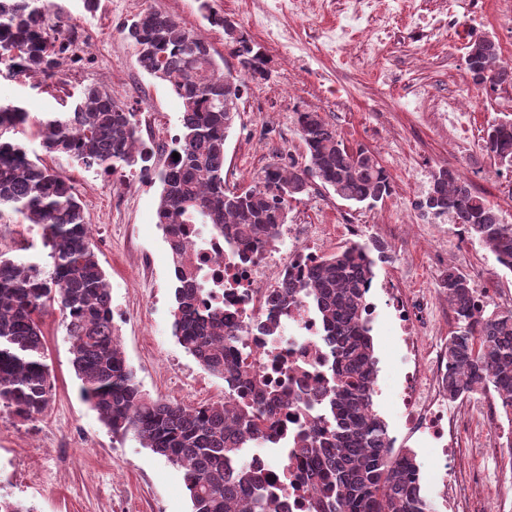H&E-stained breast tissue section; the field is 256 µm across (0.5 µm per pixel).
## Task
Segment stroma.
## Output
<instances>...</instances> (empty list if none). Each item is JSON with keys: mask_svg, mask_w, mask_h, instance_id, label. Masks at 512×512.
I'll return each instance as SVG.
<instances>
[{"mask_svg": "<svg viewBox=\"0 0 512 512\" xmlns=\"http://www.w3.org/2000/svg\"><path fill=\"white\" fill-rule=\"evenodd\" d=\"M64 9L79 31L76 60L66 61L54 85L0 79V101L15 102L32 116L62 111L67 93L96 83L113 92L133 112L156 113L161 132L143 129L146 142L164 144L163 129L179 131L180 99L162 82L143 71L133 46L120 34L122 24L152 7L180 18L205 33L214 51H224V31L210 26L195 0H100L87 13L83 0H52ZM214 6L256 42L269 57L270 75L248 81L241 116L226 141L225 169L234 184L246 186L256 177L246 160V146L264 142L266 162L287 163L284 151L304 145L292 117L283 115L278 86L291 87L300 110L321 113L335 124L345 144L364 146L385 166L392 192L373 213L391 223L389 250L412 267L420 293L432 292L439 279V255L429 237L433 223L419 216L414 203L437 166L457 167L512 224V173L496 171L483 142L488 125L498 119L484 87L474 85L464 64L471 28L461 24L453 40L426 45L396 14L391 35L381 53H370L364 39L348 44L342 62L320 56L318 33L334 25L348 0H316L292 18L293 46L267 40L250 20L252 0H214ZM464 94L471 106L474 141L460 147L430 120L421 118L411 100L445 94ZM407 158L392 166V150ZM72 181L87 214L99 261L111 288L112 302L123 319L114 325L142 390L152 397L184 401L180 378L199 372L196 360L171 333L173 305L172 260L156 209L160 186L145 181L130 186L120 175L88 172L59 162ZM305 211L309 223L335 224L356 215V208L334 194L313 191L290 204ZM477 290L500 295L512 292V272L500 267L480 243L449 240L448 257ZM377 318L372 335L378 360L379 391L374 408L386 422L399 448L412 449L424 479L423 494L440 497L428 477L439 451L428 440L404 437L396 410L394 377L403 370L402 351L395 335V318L383 298L375 300ZM48 347L53 396L44 415L25 422L0 413V486L34 512H190L191 502L181 472L164 457L143 448L135 437L113 436L98 413L80 395L72 367L70 343L59 312L46 315L41 325Z\"/></svg>", "mask_w": 512, "mask_h": 512, "instance_id": "obj_1", "label": "stroma"}]
</instances>
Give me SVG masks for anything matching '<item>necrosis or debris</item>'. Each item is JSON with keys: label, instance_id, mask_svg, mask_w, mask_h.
Listing matches in <instances>:
<instances>
[{"label": "necrosis or debris", "instance_id": "4bbe7bcc", "mask_svg": "<svg viewBox=\"0 0 512 512\" xmlns=\"http://www.w3.org/2000/svg\"><path fill=\"white\" fill-rule=\"evenodd\" d=\"M336 26L320 34L324 57L338 59L347 38L368 32L371 47L383 45L389 22L378 0H351ZM458 0H439L427 12L412 6L410 23L426 38H439L457 24ZM363 224H287L283 242L273 249L237 257L222 237L201 227L189 233L190 257L202 267L204 298L224 308V320L237 327L239 341L231 361H239L254 373L271 378L287 390L288 402L278 414L274 445L249 451L251 465L263 471L275 490L272 512H306L309 487L299 486L294 477L305 464L303 438L317 424L306 400L320 395L330 385L324 366L323 342L318 317L296 304L288 313L273 315L272 293L284 286L289 275L309 274L317 265L328 237L351 241L365 235ZM412 274L397 273L382 283L379 291L399 321V343L406 369L398 382V416L408 435L440 443L441 464L434 475L442 483V501L448 512H482L488 498L481 472L471 468L468 459L452 445L458 425L493 423L494 396L484 391L476 401L449 405L444 396L448 372L441 352L428 348L416 319L427 311L428 298L417 297L411 288ZM277 317L279 329H263L270 317Z\"/></svg>", "mask_w": 512, "mask_h": 512}]
</instances>
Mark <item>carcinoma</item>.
Returning <instances> with one entry per match:
<instances>
[{"label": "carcinoma", "instance_id": "1", "mask_svg": "<svg viewBox=\"0 0 512 512\" xmlns=\"http://www.w3.org/2000/svg\"><path fill=\"white\" fill-rule=\"evenodd\" d=\"M209 24L228 17L213 0H196ZM135 48L139 66L165 83L182 101L180 133L171 160L156 173L161 184L157 224L172 257V335L203 370L226 382L227 399L198 407L153 398L140 389L112 323V297L90 226L71 181L45 158L65 159L86 171H149L152 151L136 113L103 86H83L71 107L41 118L14 103L0 102V221L23 220L37 227L51 267L0 252V408L25 421L38 420L53 384L47 363L43 317H64L83 398L112 435H131L142 447L183 473L191 512H270L267 478L244 459L247 448L272 439L285 394L239 364L228 368L224 351L238 334L224 324V309L204 302L197 288L201 268L188 260L182 236L204 224L243 258L280 241L290 203L314 186L343 201L377 206L391 194L386 169L367 148L347 146L336 126L318 112L295 113L304 145L288 167L266 165L246 189L229 188L224 176L225 143L240 115L245 78L267 79L268 58L248 34L239 32L233 54L239 74L221 66L208 39L177 17L148 7L120 28ZM79 41L77 26L50 18L49 0H0V75L12 79L59 73ZM491 36L470 35L465 65L474 84L492 90L512 86V66ZM36 128L42 154L24 138ZM485 149L512 171V115L492 124ZM424 217L462 227L503 268L512 271V224L460 171L448 164L430 175L415 202ZM384 246L353 242L325 255L307 276L288 281L273 311L297 301L320 318L326 363L333 385L317 401L322 425L314 428L303 454L316 467L299 480L314 487L307 512H435L423 494L415 453L388 446L390 435L374 410L377 358L366 289L375 277L372 251ZM455 328L444 348L445 392L452 403L487 387L512 421V310L480 311L477 289L457 267L439 278ZM264 400L256 408L249 399Z\"/></svg>", "mask_w": 512, "mask_h": 512}]
</instances>
